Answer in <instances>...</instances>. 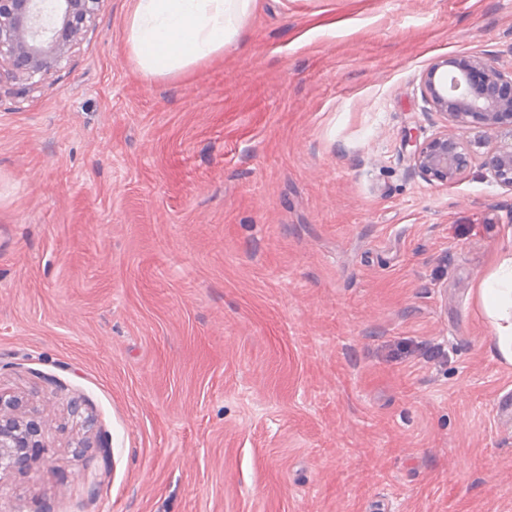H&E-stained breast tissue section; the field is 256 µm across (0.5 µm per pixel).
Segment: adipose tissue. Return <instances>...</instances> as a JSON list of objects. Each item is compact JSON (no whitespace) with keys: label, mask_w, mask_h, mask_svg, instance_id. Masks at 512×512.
<instances>
[{"label":"adipose tissue","mask_w":512,"mask_h":512,"mask_svg":"<svg viewBox=\"0 0 512 512\" xmlns=\"http://www.w3.org/2000/svg\"><path fill=\"white\" fill-rule=\"evenodd\" d=\"M256 0H135L126 23V47L148 79L189 71L224 52L241 34ZM475 293L491 327L496 354L512 364V249L478 280Z\"/></svg>","instance_id":"ef3b65f1"}]
</instances>
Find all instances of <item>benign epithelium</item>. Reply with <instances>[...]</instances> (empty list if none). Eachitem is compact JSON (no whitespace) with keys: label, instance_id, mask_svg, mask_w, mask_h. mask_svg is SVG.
Returning <instances> with one entry per match:
<instances>
[{"label":"benign epithelium","instance_id":"benign-epithelium-1","mask_svg":"<svg viewBox=\"0 0 512 512\" xmlns=\"http://www.w3.org/2000/svg\"><path fill=\"white\" fill-rule=\"evenodd\" d=\"M103 0H0V79L21 85L44 81L67 61ZM425 100L457 127L414 147V169L426 181L454 182L471 162L467 129L506 135L511 143L490 148L482 164L512 191V68L503 70L471 54L452 55L423 75ZM45 421L11 391L0 387V476L44 451Z\"/></svg>","mask_w":512,"mask_h":512}]
</instances>
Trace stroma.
Masks as SVG:
<instances>
[{
    "label": "stroma",
    "instance_id": "stroma-1",
    "mask_svg": "<svg viewBox=\"0 0 512 512\" xmlns=\"http://www.w3.org/2000/svg\"><path fill=\"white\" fill-rule=\"evenodd\" d=\"M104 0L60 71L0 83V385L47 456L0 512H512V365L473 294L512 192L447 185L435 62L512 66V0H258L185 74Z\"/></svg>",
    "mask_w": 512,
    "mask_h": 512
}]
</instances>
